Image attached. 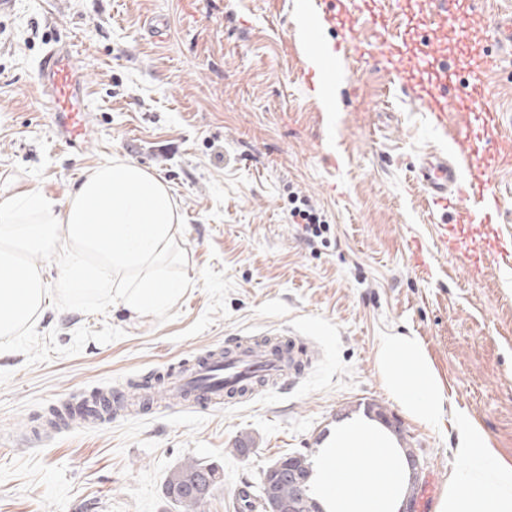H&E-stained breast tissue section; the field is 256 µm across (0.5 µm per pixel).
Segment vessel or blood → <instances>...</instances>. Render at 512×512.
Here are the masks:
<instances>
[{"label":"vessel or blood","instance_id":"1","mask_svg":"<svg viewBox=\"0 0 512 512\" xmlns=\"http://www.w3.org/2000/svg\"><path fill=\"white\" fill-rule=\"evenodd\" d=\"M427 4L433 25L428 48L417 63L434 77L437 88L420 94L435 128L446 135L448 148L427 153L416 179L423 187L430 210L450 207L455 211L453 223L438 227L441 250L460 254L477 275L484 273L485 253L492 250L497 254L498 264L512 271V250L503 247V228L498 223L505 196L488 177L476 148L477 133H484L493 145L496 166L512 168V140L500 136L502 130L512 127V113L475 110L484 96L486 74L497 66L498 60L484 55L472 72L467 96L449 99L448 53L440 32L447 27L463 29L473 14V0H427ZM303 11L306 35L336 20L334 13L320 9L317 0H304ZM374 24L380 36L374 54L397 75H404L403 55L410 21L404 19L393 24L381 14ZM491 33L499 50L512 54L511 7L497 13ZM37 84L58 140L68 149L84 144L89 128V87L69 45L53 44L47 48L38 62ZM450 104L454 105L455 114H448L446 107ZM300 351V342L287 346L279 339L273 340L265 351L248 353L241 359L228 360L222 352L213 351L201 356L179 376L168 378V389L194 410H216L223 407L225 399L246 395L256 385L288 383L291 372L287 356Z\"/></svg>","mask_w":512,"mask_h":512}]
</instances>
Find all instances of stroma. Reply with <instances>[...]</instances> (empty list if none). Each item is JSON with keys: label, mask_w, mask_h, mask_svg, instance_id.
Wrapping results in <instances>:
<instances>
[{"label": "stroma", "mask_w": 512, "mask_h": 512, "mask_svg": "<svg viewBox=\"0 0 512 512\" xmlns=\"http://www.w3.org/2000/svg\"><path fill=\"white\" fill-rule=\"evenodd\" d=\"M503 3L477 0L457 92L496 53ZM288 12L284 0H14L0 11V200L33 189L62 201L87 169L136 161L173 196L181 237L161 272L185 288L139 319L116 299H52L0 352V512H177L164 482L193 460L222 475L199 512H239L241 490L259 493L275 459L314 457L339 420L371 411L390 417L420 486L437 493L458 465V416L512 461V282L494 260L476 278L436 246L453 213L429 219L415 170L440 136L368 55L353 56L335 111L322 112L320 73L284 51ZM159 15L169 27L158 36L145 21ZM56 41L72 42L90 88L79 151L58 144L35 89ZM303 202L324 224L311 243L291 215ZM282 332L311 357L287 388L29 434L51 409ZM397 333L418 337L441 376L437 426L407 417L379 377L377 346ZM244 437L245 457L234 452Z\"/></svg>", "instance_id": "obj_1"}]
</instances>
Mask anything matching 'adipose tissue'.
<instances>
[{
    "label": "adipose tissue",
    "instance_id": "adipose-tissue-1",
    "mask_svg": "<svg viewBox=\"0 0 512 512\" xmlns=\"http://www.w3.org/2000/svg\"><path fill=\"white\" fill-rule=\"evenodd\" d=\"M180 232L167 187L135 161L89 169L65 201L36 192L0 201V340L29 326L51 293L38 253L56 262L59 292L120 298L132 314L147 316L180 295L156 275ZM379 375L393 401L422 425L445 414L441 378L419 338L384 337ZM460 464L435 512H512V463L491 448L469 421L459 423ZM409 469L397 437L364 416L338 422L312 463L309 489L324 512H399Z\"/></svg>",
    "mask_w": 512,
    "mask_h": 512
}]
</instances>
